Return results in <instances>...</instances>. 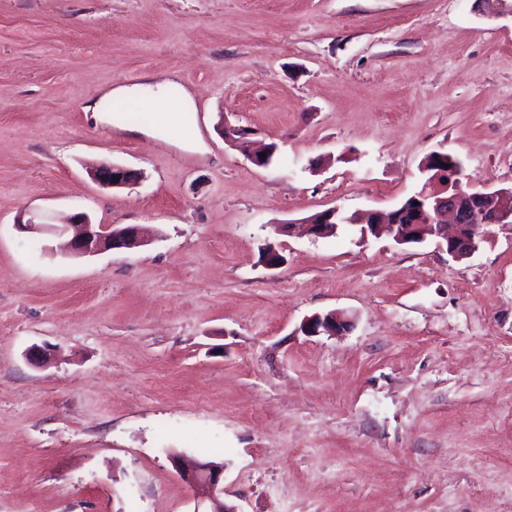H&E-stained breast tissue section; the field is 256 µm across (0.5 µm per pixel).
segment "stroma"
I'll return each instance as SVG.
<instances>
[{"label": "stroma", "instance_id": "stroma-1", "mask_svg": "<svg viewBox=\"0 0 512 512\" xmlns=\"http://www.w3.org/2000/svg\"><path fill=\"white\" fill-rule=\"evenodd\" d=\"M171 79L193 142L85 109ZM435 151L512 187V0H0V512H192L172 453L223 463L238 512H512V222L461 260L277 230L390 211ZM75 212L146 243L15 228ZM253 134L252 131L246 127L233 126L231 124L224 125V139L232 146H237L239 143H244L243 154L254 165L258 167L267 166L276 150V146L268 144L260 150H254L249 140V136ZM261 153H265V158L260 157ZM94 179L102 185L116 187H126L134 184L138 178L137 173L126 167L115 164H101L94 173ZM117 178V181H114ZM22 232L45 231L60 240L59 251L69 257L93 256L106 251L129 250L143 243L139 225L127 224L116 228L112 225L94 224L84 213L72 216L67 224H41L18 222ZM346 321L336 313H329L324 317L316 316L307 321L302 331L308 336H315L322 333L328 336H336V332L344 330Z\"/></svg>", "mask_w": 512, "mask_h": 512}]
</instances>
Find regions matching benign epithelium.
I'll return each mask as SVG.
<instances>
[{"label":"benign epithelium","mask_w":512,"mask_h":512,"mask_svg":"<svg viewBox=\"0 0 512 512\" xmlns=\"http://www.w3.org/2000/svg\"><path fill=\"white\" fill-rule=\"evenodd\" d=\"M252 131L246 127L224 123V139L232 146L244 144L243 154L258 167L267 166L276 150L269 144L260 150L252 148L249 136ZM265 157H260V154ZM435 157L441 167L429 179V183L439 182L443 189L432 190L423 187L411 197L415 205H401L388 214L371 211L365 219H351L337 208L326 209L312 215L305 227L313 237H327L335 233L340 224L353 222L361 225V234H377L382 230L389 233L399 245L421 243L426 235H431L438 249L448 253L454 260L471 256L479 247L484 235L479 225L500 224L512 220V197L505 191L476 190L472 185H463L461 164L437 152ZM99 183L116 187L134 184L137 173L115 164H101L94 173ZM16 229L45 231L60 240L59 251L69 257L93 256L106 251L129 250L143 243L141 229L136 224L116 228L112 225L94 224L84 213L72 216L67 224H41L34 222L15 224ZM346 321L329 313L307 321L302 331L308 336L325 333L329 336L345 329ZM170 462L179 477L192 490L193 512H237L224 503V465L214 461L187 458L173 453Z\"/></svg>","instance_id":"7a95c632"}]
</instances>
